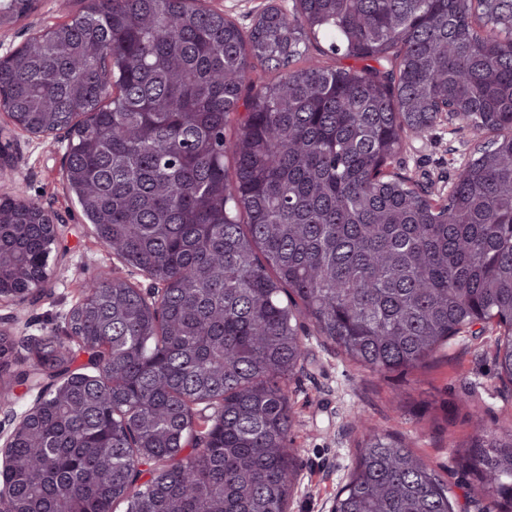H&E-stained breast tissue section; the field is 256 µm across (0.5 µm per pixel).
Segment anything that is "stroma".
<instances>
[{"instance_id": "35a3bbf8", "label": "stroma", "mask_w": 512, "mask_h": 512, "mask_svg": "<svg viewBox=\"0 0 512 512\" xmlns=\"http://www.w3.org/2000/svg\"><path fill=\"white\" fill-rule=\"evenodd\" d=\"M86 4L38 0L30 15L0 28V48L21 46L40 28ZM476 146L466 127L441 120L429 139L406 138L397 169L430 192H444ZM1 166L13 168L22 199L56 215L58 235L44 291L22 302L0 303V329L18 337L64 335L66 316L81 299L84 282L102 269L141 290L150 289V280L123 265L85 224L66 190L62 152L50 140L20 131L0 112ZM499 334L493 326L477 335L458 334L425 369L382 377L344 360L313 329H306L302 367L289 385L296 417L291 445L300 476L287 512H328L368 427L413 441L418 455L447 480L455 512H491L475 479L457 467L456 446L512 414V396L497 378L494 364ZM357 408L367 417L366 427L351 425Z\"/></svg>"}]
</instances>
